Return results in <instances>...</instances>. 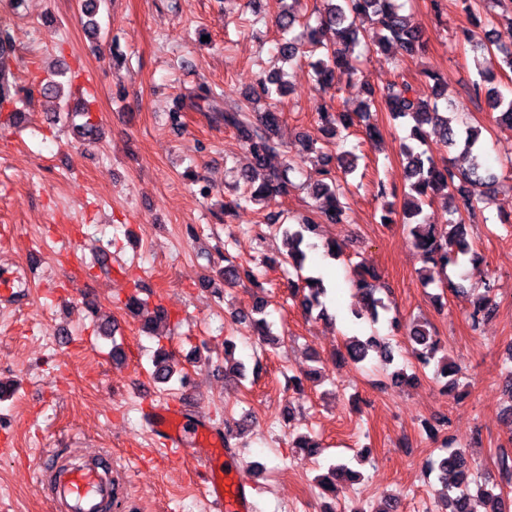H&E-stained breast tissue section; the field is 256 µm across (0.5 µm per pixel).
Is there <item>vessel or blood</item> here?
Listing matches in <instances>:
<instances>
[{
    "instance_id": "obj_1",
    "label": "vessel or blood",
    "mask_w": 512,
    "mask_h": 512,
    "mask_svg": "<svg viewBox=\"0 0 512 512\" xmlns=\"http://www.w3.org/2000/svg\"><path fill=\"white\" fill-rule=\"evenodd\" d=\"M152 428L168 448L186 449L207 444L212 453L203 465V492L218 512H251L249 489L232 464L222 461L223 439L206 423L181 408L157 407L149 415ZM51 501L60 512H103L117 489L112 480V458L99 456L90 464L55 468L50 472Z\"/></svg>"
}]
</instances>
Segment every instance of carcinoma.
I'll return each mask as SVG.
<instances>
[{
    "label": "carcinoma",
    "mask_w": 512,
    "mask_h": 512,
    "mask_svg": "<svg viewBox=\"0 0 512 512\" xmlns=\"http://www.w3.org/2000/svg\"><path fill=\"white\" fill-rule=\"evenodd\" d=\"M496 6L504 0H463L466 12L474 23L481 22L480 10L485 2ZM103 0H82L80 21L92 34L100 31L94 17L98 14ZM287 0H279L280 10L277 26L283 35L279 55L292 60L310 54L316 57L311 62L315 85L327 91L341 74L354 75L357 72L358 56L356 49L366 53L387 52L413 57L423 46V33L410 23L404 14L403 0H322L323 8L302 23ZM473 52L497 58L498 67L512 72V28L501 32L492 27L484 31V39L474 41L466 37ZM432 81L431 97L418 96L407 81L392 82L381 90L369 83L365 84L366 100L358 110L348 109L319 113V130L325 139L336 136V130L360 127L368 139L381 138L379 127L371 121V108L376 100H381L394 120L404 119L410 124L409 142L401 144L410 192L404 207L406 226L424 262L446 271L459 268L475 261L478 253L468 240L465 217L476 218L479 205L498 202L504 193V185L498 177L482 167L483 144L480 132L473 126L454 125L448 114L459 110L457 102L448 97L445 86L435 74H427ZM494 73L489 69L477 70V78L472 82L473 91L479 95L486 93L487 105L494 119L512 127V97L503 95L492 86ZM285 82L280 71L272 70L259 76L256 83L244 93L247 104L242 105L221 100L207 85H200L197 92L190 95L191 106L201 112L212 113V120L233 129L240 144L251 156L250 165L240 169L238 182L249 193V200L259 201L268 196H286L295 187L294 174L299 172L297 165L288 161L281 168L268 174L256 183L257 170L265 167L267 160L286 152V145L279 136L280 113L270 107L264 112H254L250 104L261 99L273 100L284 92ZM18 90L11 69L0 63V106L13 105L12 113H21L16 99ZM434 141L447 149H462V154L470 158L465 168L453 169L448 166V158H435L423 149L428 141ZM357 157L325 153L324 168L319 171L320 179L311 186L318 219L305 216L297 224H280L279 217H267V224L282 230L287 246L288 264L301 284L294 286L293 294L301 295L300 306L307 314L318 311L326 313L323 298L326 295L323 280L305 276L306 250L315 247L311 239L318 235L321 224H345L348 221V206L338 174L349 175L356 169ZM444 193L445 199H458L451 207L448 223L439 227L428 224L421 218L424 208L430 205L435 196ZM224 283L236 284L244 279L252 281L255 273L252 268L236 264L224 258ZM377 279L370 268L363 265L351 280L352 287L367 299L365 315L371 323L380 322L382 314L388 311L384 300L376 293L380 288L373 284ZM483 292L471 303L469 318L472 329L494 314L495 307L491 293L493 285L486 282ZM236 321L247 323L262 341L275 342L274 323L267 318L265 301L256 299L250 310H239L233 314ZM406 337L413 346V355L419 364L429 365L441 350V341L435 336L426 322H414L407 326ZM343 360L352 364H362L374 351L384 364L393 362L391 343L380 336H369L362 340L357 336L348 338L344 344ZM172 354L161 347L153 359L152 379L157 383L171 381L174 370ZM499 480H485L476 485V492L486 502L489 512H504L500 485H512V455L503 453L498 458ZM427 475H435L445 485L444 508L440 512H471V487L468 480L470 465L463 451L446 448L444 453L430 459L426 464ZM453 475V484H448V475ZM360 480V473L342 463H331L327 473L318 476L321 488L326 492H336V487Z\"/></svg>",
    "instance_id": "1"
}]
</instances>
